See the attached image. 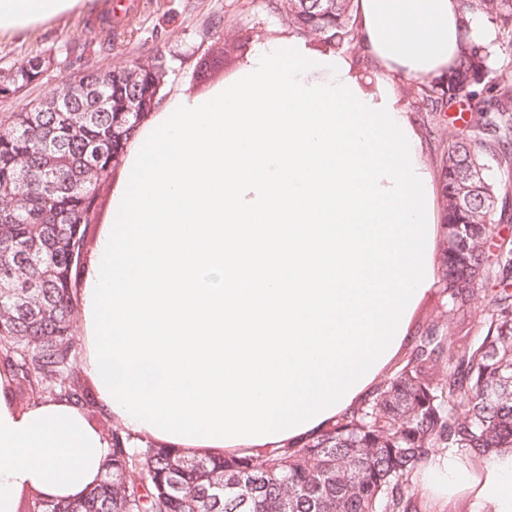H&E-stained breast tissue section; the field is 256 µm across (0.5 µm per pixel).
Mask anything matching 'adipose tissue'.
I'll list each match as a JSON object with an SVG mask.
<instances>
[{"mask_svg": "<svg viewBox=\"0 0 512 512\" xmlns=\"http://www.w3.org/2000/svg\"><path fill=\"white\" fill-rule=\"evenodd\" d=\"M90 0H0V35ZM368 86L347 54L263 41L204 96L153 111L126 149L79 312L83 368L126 430L185 456L302 443L365 399L439 285L436 190L392 79L443 78L461 35L490 45L459 0H358ZM0 375V512L30 488L82 497L105 437L75 405L25 411ZM428 505L512 512V448L439 449L412 477Z\"/></svg>", "mask_w": 512, "mask_h": 512, "instance_id": "ef3b65f1", "label": "adipose tissue"}]
</instances>
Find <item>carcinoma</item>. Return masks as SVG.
<instances>
[{"label": "carcinoma", "instance_id": "obj_1", "mask_svg": "<svg viewBox=\"0 0 512 512\" xmlns=\"http://www.w3.org/2000/svg\"><path fill=\"white\" fill-rule=\"evenodd\" d=\"M291 32L321 51L358 41L356 0H270ZM512 46V0H463ZM35 55L0 74L8 88L35 80ZM162 55L84 71L105 111L70 99L68 83L44 101L0 117V367L11 401L30 408L66 400L106 415L76 372L79 288L102 193L136 129L163 99ZM425 110L460 105L473 121L451 132L438 173L441 224L457 241L440 267L445 311L349 415L301 445L222 458H186L146 440L132 447L107 428L110 454L84 497L52 501L24 489L17 512H414L409 477L438 448L487 458L512 448V238L494 173L512 174V58L465 40L446 80L401 79ZM492 291L480 334L453 332L481 293Z\"/></svg>", "mask_w": 512, "mask_h": 512}]
</instances>
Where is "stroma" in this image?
Listing matches in <instances>:
<instances>
[{
	"mask_svg": "<svg viewBox=\"0 0 512 512\" xmlns=\"http://www.w3.org/2000/svg\"><path fill=\"white\" fill-rule=\"evenodd\" d=\"M132 19L131 37L112 47L101 34L85 28L87 12H74L22 35L0 36V71L41 55L44 70L34 82L0 93V115L19 112L43 99L61 80L84 69L129 65L154 52L171 64L166 94L183 91L203 95L223 84L231 73L224 63V42L250 34L258 43L283 33L268 0H145ZM213 76L197 82L200 65Z\"/></svg>",
	"mask_w": 512,
	"mask_h": 512,
	"instance_id": "stroma-1",
	"label": "stroma"
}]
</instances>
